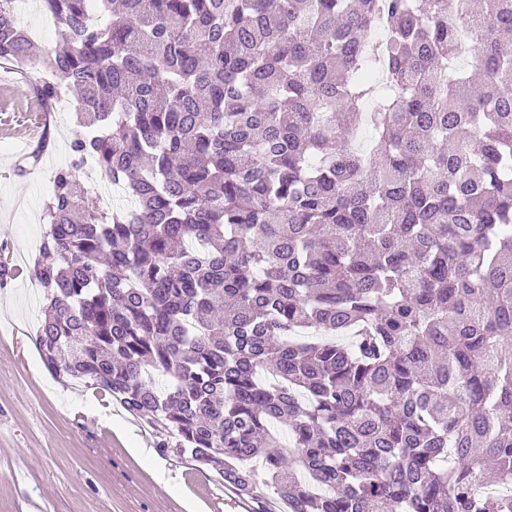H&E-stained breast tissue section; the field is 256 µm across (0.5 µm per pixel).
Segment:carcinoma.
I'll list each match as a JSON object with an SVG mask.
<instances>
[{"mask_svg":"<svg viewBox=\"0 0 512 512\" xmlns=\"http://www.w3.org/2000/svg\"><path fill=\"white\" fill-rule=\"evenodd\" d=\"M14 3L77 93L48 372L282 512H512V0H43L46 56Z\"/></svg>","mask_w":512,"mask_h":512,"instance_id":"carcinoma-1","label":"carcinoma"}]
</instances>
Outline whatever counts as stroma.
Returning <instances> with one entry per match:
<instances>
[{
  "label": "stroma",
  "mask_w": 512,
  "mask_h": 512,
  "mask_svg": "<svg viewBox=\"0 0 512 512\" xmlns=\"http://www.w3.org/2000/svg\"><path fill=\"white\" fill-rule=\"evenodd\" d=\"M27 84L0 64V512H228L230 492L213 472L157 452L151 430L112 397L70 388L41 362L36 330L44 293L25 273L45 232L44 203L70 161L75 100L49 124L25 109ZM52 147L19 174L39 133Z\"/></svg>",
  "instance_id": "stroma-1"
}]
</instances>
